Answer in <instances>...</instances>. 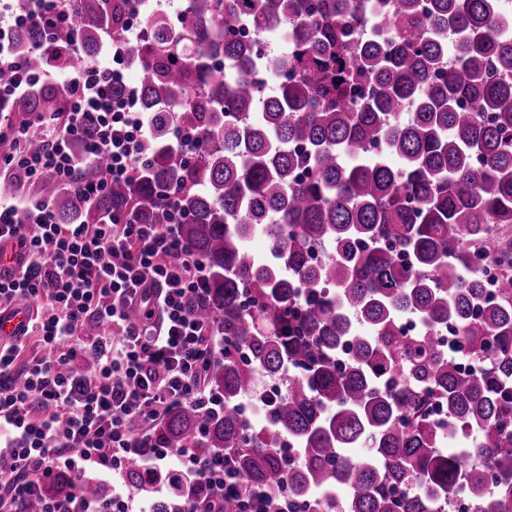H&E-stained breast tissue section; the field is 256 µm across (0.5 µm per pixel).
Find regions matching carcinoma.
<instances>
[{
    "label": "carcinoma",
    "mask_w": 512,
    "mask_h": 512,
    "mask_svg": "<svg viewBox=\"0 0 512 512\" xmlns=\"http://www.w3.org/2000/svg\"><path fill=\"white\" fill-rule=\"evenodd\" d=\"M130 2L72 0L79 54L22 30L13 55L91 63ZM140 20L127 57L155 121L143 168L126 182L103 160L77 168L107 182L91 206L54 180L39 191L62 224L184 216L207 273L197 314L224 328L205 375L224 412L173 410L147 442L224 452L245 486L286 484L316 512H448L460 496L512 512V0H184L175 22ZM269 36L290 49L267 54ZM71 97L47 84L0 95V113H62ZM172 124L201 135L195 158L169 147ZM26 180L16 170L0 196ZM259 232L264 254L248 246ZM261 378L280 393L255 427L237 404ZM71 489L59 474L42 494ZM183 495L173 483L154 512H182Z\"/></svg>",
    "instance_id": "obj_1"
}]
</instances>
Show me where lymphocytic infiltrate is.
<instances>
[{
    "mask_svg": "<svg viewBox=\"0 0 512 512\" xmlns=\"http://www.w3.org/2000/svg\"><path fill=\"white\" fill-rule=\"evenodd\" d=\"M26 15L0 7V92L26 94L56 82L74 91L65 116L35 112L26 123L0 121V174L24 169L28 181L14 197L0 196V244L14 264L0 272V312L46 298L49 309L29 320L23 335L0 342V512H151V501L177 473L187 485L185 512L198 504L236 498L242 512H284L286 486L252 491L218 453L198 458L191 449L148 445L150 427L170 409L197 407L220 413L224 399L208 390L204 368L224 349L221 329L206 324L196 305L206 273L173 224H136L114 216L101 224L57 223L37 191L47 177L70 182L74 170L107 156L110 180H130L142 168L143 140L153 121L138 109L136 89L125 83L126 46L143 31L126 24L104 31L105 60L78 67L28 69L8 51L14 31L44 30L60 52H76L74 14L65 0H30ZM38 143H30L29 130ZM37 333L39 356L21 360L24 334ZM95 366L77 379L82 354ZM140 461L149 488L133 491L128 462ZM76 483L60 499L40 496L57 473ZM89 475L110 487L91 498L80 485Z\"/></svg>",
    "mask_w": 512,
    "mask_h": 512,
    "instance_id": "lymphocytic-infiltrate-1",
    "label": "lymphocytic infiltrate"
}]
</instances>
